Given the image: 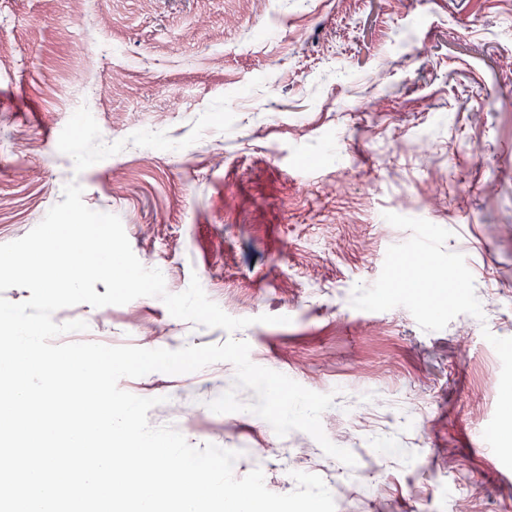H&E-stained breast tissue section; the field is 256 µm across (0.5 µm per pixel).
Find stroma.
<instances>
[{"label":"stroma","instance_id":"obj_1","mask_svg":"<svg viewBox=\"0 0 512 512\" xmlns=\"http://www.w3.org/2000/svg\"><path fill=\"white\" fill-rule=\"evenodd\" d=\"M72 181L168 292L195 276L227 314L277 321L231 334L140 297L54 322L111 346L247 341L254 364L334 393L322 426L356 464L212 412L227 362L124 378L156 399L151 425L238 451L235 476L263 468L277 494L319 475L336 512H512V470L470 438L498 397L487 337H512V0H0V243ZM388 212L451 231L483 318L426 332L406 308L352 307L411 236Z\"/></svg>","mask_w":512,"mask_h":512}]
</instances>
